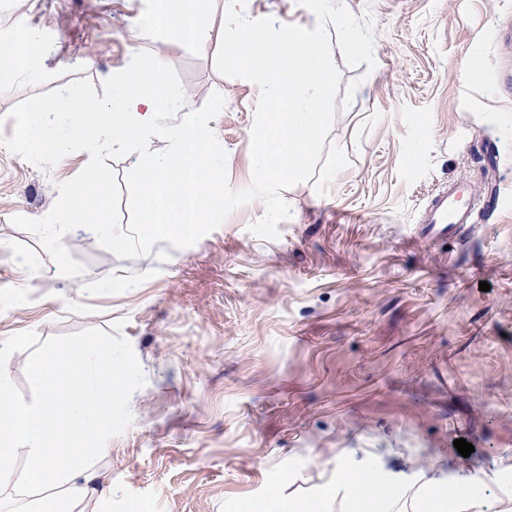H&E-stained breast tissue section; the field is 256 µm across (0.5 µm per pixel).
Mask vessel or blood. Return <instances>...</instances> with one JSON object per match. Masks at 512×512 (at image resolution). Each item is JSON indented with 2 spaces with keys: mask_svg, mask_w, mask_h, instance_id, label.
<instances>
[{
  "mask_svg": "<svg viewBox=\"0 0 512 512\" xmlns=\"http://www.w3.org/2000/svg\"><path fill=\"white\" fill-rule=\"evenodd\" d=\"M463 182L449 183L430 197L425 217L416 227L423 237H446L456 234L465 224L471 223L476 205L466 198Z\"/></svg>",
  "mask_w": 512,
  "mask_h": 512,
  "instance_id": "obj_1",
  "label": "vessel or blood"
}]
</instances>
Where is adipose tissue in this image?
I'll use <instances>...</instances> for the list:
<instances>
[{"mask_svg": "<svg viewBox=\"0 0 512 512\" xmlns=\"http://www.w3.org/2000/svg\"><path fill=\"white\" fill-rule=\"evenodd\" d=\"M134 21L133 38L160 28L206 44L207 0H152ZM45 46L38 31L20 25L0 41V86L42 78ZM37 394L17 399L7 362L0 356V494L27 504L28 512H85L112 486L94 462L109 456L101 438L112 407L128 380V366L111 346L81 339L38 356L28 371ZM329 478L299 497L273 486L250 512H512L511 465L462 475L440 462L406 471L386 468L377 457L337 456Z\"/></svg>", "mask_w": 512, "mask_h": 512, "instance_id": "adipose-tissue-1", "label": "adipose tissue"}]
</instances>
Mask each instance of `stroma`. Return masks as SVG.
Segmentation results:
<instances>
[{"label": "stroma", "instance_id": "35a3bbf8", "mask_svg": "<svg viewBox=\"0 0 512 512\" xmlns=\"http://www.w3.org/2000/svg\"><path fill=\"white\" fill-rule=\"evenodd\" d=\"M374 23L375 67L332 57L342 83L308 182L283 191L291 216L264 240L265 207L235 209L194 245L122 258L79 228L62 275L34 234L12 225L53 207L88 152L40 169L0 145V353L18 399L41 351L85 337L130 363L97 463L111 499L92 512H244L280 477L305 494L342 450L390 469L439 458L466 473L512 458V0H343ZM227 0H211L207 44H164L187 109L212 92L228 181H252L259 88L215 67ZM149 0H0V29L40 31L47 77L0 88L7 113L78 79L101 83L156 41H131ZM246 15L303 24L298 0H247ZM417 155L404 168L405 151ZM469 181L487 208L457 234L417 237L427 197ZM36 269L19 278L18 257ZM489 290H480V282ZM466 439L474 450L454 446Z\"/></svg>", "mask_w": 512, "mask_h": 512}]
</instances>
